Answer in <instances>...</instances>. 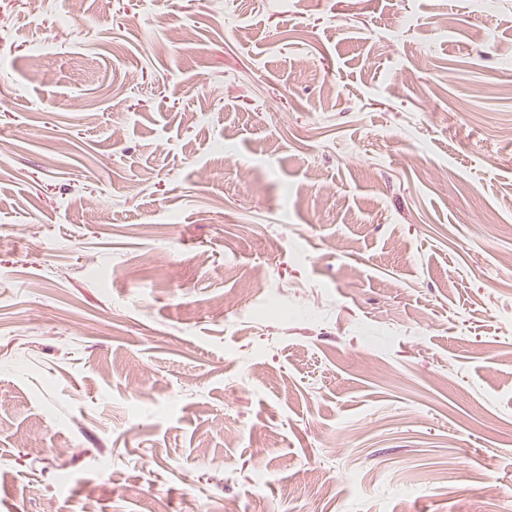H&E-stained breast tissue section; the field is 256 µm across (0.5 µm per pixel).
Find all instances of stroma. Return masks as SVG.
Returning a JSON list of instances; mask_svg holds the SVG:
<instances>
[{"label": "stroma", "mask_w": 512, "mask_h": 512, "mask_svg": "<svg viewBox=\"0 0 512 512\" xmlns=\"http://www.w3.org/2000/svg\"><path fill=\"white\" fill-rule=\"evenodd\" d=\"M0 100V512H512V0H0Z\"/></svg>", "instance_id": "35a3bbf8"}]
</instances>
